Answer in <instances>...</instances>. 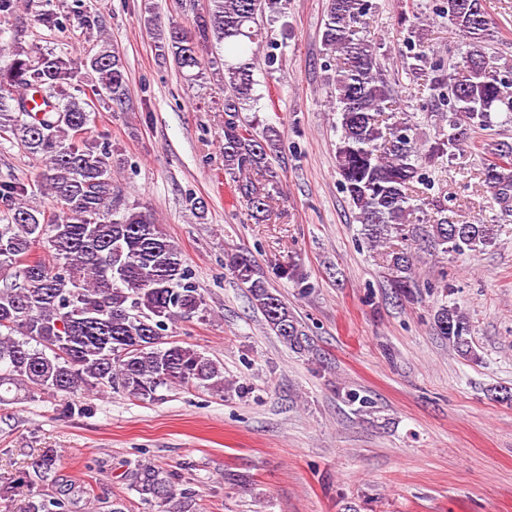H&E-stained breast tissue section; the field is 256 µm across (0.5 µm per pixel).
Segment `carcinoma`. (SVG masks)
Returning <instances> with one entry per match:
<instances>
[{"label": "carcinoma", "instance_id": "1", "mask_svg": "<svg viewBox=\"0 0 512 512\" xmlns=\"http://www.w3.org/2000/svg\"><path fill=\"white\" fill-rule=\"evenodd\" d=\"M435 0L433 13L448 19L465 39L460 58L430 60L413 27H407L402 68L427 69L439 126L421 141L405 112L392 109L394 88L380 44L363 34L371 0H326L321 43L337 114L336 164L343 192L374 247L387 245L390 281L403 297L418 287L416 246L437 253L480 252L495 244L494 225L479 218L458 222L444 215L448 198L435 194L432 169L495 120L512 122V66L493 63L487 45L494 33L484 0ZM287 0H208L191 22L163 24L151 6L143 23L156 55L173 61L180 77L198 85L207 74L224 78V177L233 198L270 221L279 218V135L274 126L241 116L254 95L257 56L276 63L277 44L263 38L258 16L282 14ZM64 33L71 18L103 32L99 16L72 0H0V35L13 37L0 61V139L17 145L37 164L34 176L0 177V401L12 390L77 399L112 390L130 400L155 402L173 387L224 393V366L178 341L167 342L180 319L204 321L210 310L174 241L156 215L129 200L114 181L124 158L106 134H93L96 112L116 105L133 110L124 56L101 40L96 53L75 59L52 49L36 51L22 40L21 13ZM100 90L94 106L88 92ZM480 169L490 200L512 210V144L496 142ZM53 207L30 204L36 194ZM442 214L431 224L413 220L424 206ZM225 267L245 288L280 340L310 351L301 321L270 287L252 257L226 254ZM434 323L463 357L474 356L471 326L455 307L439 305ZM57 456L42 452L31 482L55 481ZM143 512H197L196 493L179 489L151 460L127 473ZM70 492H36L24 512H72Z\"/></svg>", "mask_w": 512, "mask_h": 512}]
</instances>
